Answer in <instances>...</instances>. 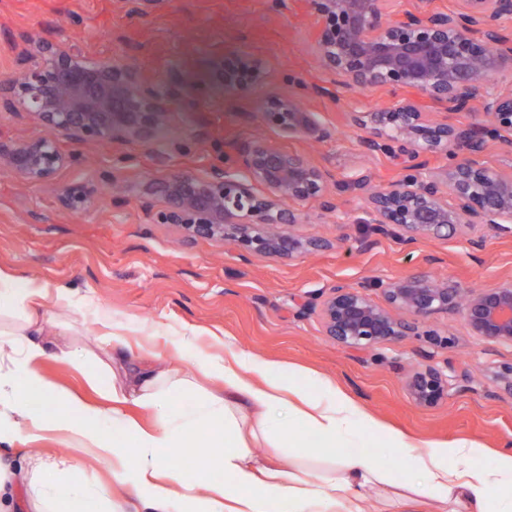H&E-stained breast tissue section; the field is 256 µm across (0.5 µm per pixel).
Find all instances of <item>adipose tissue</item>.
Wrapping results in <instances>:
<instances>
[{"instance_id": "ef3b65f1", "label": "adipose tissue", "mask_w": 512, "mask_h": 512, "mask_svg": "<svg viewBox=\"0 0 512 512\" xmlns=\"http://www.w3.org/2000/svg\"><path fill=\"white\" fill-rule=\"evenodd\" d=\"M49 296L71 302L66 286L0 269V443L34 442L52 431L73 448L28 456L17 474L0 471V512L22 485L30 512H80L88 498L97 499L102 512H127L135 501L147 512H168L174 503L181 512H269L275 500L283 512H365L370 490L389 481L379 459L336 452L332 469L317 478L285 471L276 463L278 449L303 442L302 434L274 428L278 415L299 420L316 448L334 449L344 433L357 431L397 449L406 478L392 512H432L436 500L452 502L453 512H512V449L498 452L493 468L474 471L469 461L479 453L475 444L410 442L343 392L327 402L312 397L320 379L296 380L249 355L205 354L200 369L221 386L177 413L169 394L194 393L198 384L176 367L159 371L127 363L122 383L105 390L104 408L67 395L38 370L47 349L37 336L57 325L38 308ZM130 403L152 414L153 423L125 414ZM196 438L210 450V469L229 476L227 485L188 481L170 464L167 449ZM253 438L268 446L263 459L252 453ZM88 455L111 472V482L86 470Z\"/></svg>"}]
</instances>
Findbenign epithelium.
<instances>
[{
	"label": "benign epithelium",
	"instance_id": "1",
	"mask_svg": "<svg viewBox=\"0 0 512 512\" xmlns=\"http://www.w3.org/2000/svg\"><path fill=\"white\" fill-rule=\"evenodd\" d=\"M383 2L301 0L313 20L310 49L325 70L348 88L399 97L379 112L343 113L346 124L360 132L364 150L409 162L404 174L384 185L370 188L365 177L353 182L365 191L364 217L357 223L410 249L480 225L512 238V172L474 159L488 139L512 133V88L489 91L493 79L512 74V35L497 24L512 14V0H459L451 13L418 0L413 9L396 14ZM265 77L264 62L243 51L221 59L213 72L232 94L251 93ZM190 99L176 70L158 87L129 63L91 59L73 45L29 39L20 67L0 75V110L24 113L51 134L0 141V162L25 181L47 182L68 162L55 135L148 145L169 125L172 103ZM425 103L450 114L479 104L483 112L465 123H448L432 119ZM261 116L284 138L320 142L331 136L316 113L275 91L267 94ZM429 154L447 163L426 176L416 159ZM330 183V173L306 155L250 137L234 145L232 164L215 166L204 177L148 178L141 193L164 201L157 223L178 227L187 242L231 241L243 253L292 261L327 247L298 235L295 227L303 223L298 205L310 199L320 201L326 212L336 211ZM260 187L266 193L258 192ZM95 192L91 185L66 187L60 202L80 211ZM305 309L317 314L322 336L353 351L407 336L436 343L431 323L448 312L459 313L472 334L486 342L512 345L511 282L462 288L427 272L385 284L338 282ZM454 381L466 388L471 378L449 360L443 368L430 363L413 368L404 384L416 405L432 407L448 397Z\"/></svg>",
	"mask_w": 512,
	"mask_h": 512
}]
</instances>
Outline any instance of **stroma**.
<instances>
[{
    "instance_id": "1",
    "label": "stroma",
    "mask_w": 512,
    "mask_h": 512,
    "mask_svg": "<svg viewBox=\"0 0 512 512\" xmlns=\"http://www.w3.org/2000/svg\"><path fill=\"white\" fill-rule=\"evenodd\" d=\"M311 26L297 0H0V71L15 69L18 49L30 37L77 45L93 59L136 64L156 85L177 69L193 91L190 111L173 110L168 130L151 144L61 139L68 162L41 184L27 183L0 163V268L69 287L72 307L45 303L70 323L57 330L56 343L96 349L102 328L93 311L100 308L127 336L126 359L146 358L158 369L177 366L197 376V355L226 344L287 371L319 375L327 389L345 392L412 441L473 442L483 449L473 468H489L495 451L512 447V398L492 380L512 364V345L487 343L451 313L436 320L444 346L430 349L423 337L410 336L356 352L327 341L316 316L300 311L336 282L389 281L423 269L464 288L512 282V239L486 226L422 243L410 254L391 239L361 249L363 200L351 182L366 174L375 184L386 183L400 173L402 160L364 151L351 128L311 143L283 138L262 123L259 109L270 88L329 126L345 107L369 112L394 104L387 93L337 85L308 50ZM235 50L264 61L266 87L233 96L211 80L213 64ZM248 137L303 153L330 171L336 211L304 202L299 227L303 235L328 241V249L290 262L259 254L244 259L233 244L185 243L174 228L157 223L164 203L140 194L144 178L206 175L231 162L234 143ZM116 171L125 178L126 194L112 192ZM75 184L99 189L77 212L59 201L61 189ZM475 235L483 238L478 251L470 244ZM425 349L434 363L451 360L471 372L479 380L476 390L454 388L436 406L414 405L404 375ZM40 370L89 401L100 400L109 381L93 359L72 366L47 358Z\"/></svg>"
}]
</instances>
